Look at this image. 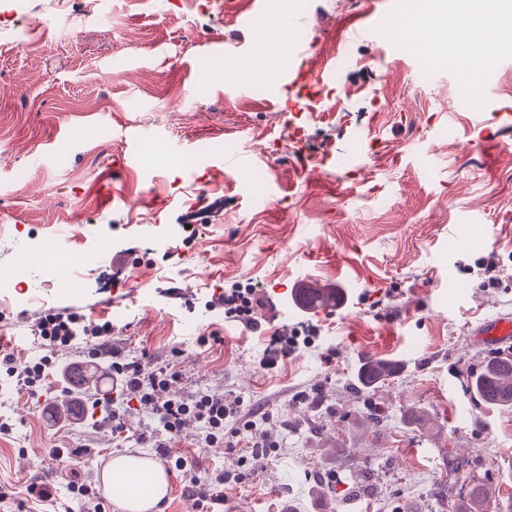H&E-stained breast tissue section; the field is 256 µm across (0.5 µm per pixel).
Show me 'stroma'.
<instances>
[{"mask_svg": "<svg viewBox=\"0 0 512 512\" xmlns=\"http://www.w3.org/2000/svg\"><path fill=\"white\" fill-rule=\"evenodd\" d=\"M409 0H0V32L30 44L0 55V270L42 244L78 254L86 283L49 286L42 269L0 297V345L20 364L51 356L32 395L0 383V512H88L75 483L99 487V466L121 453L164 458L162 512H196L192 471L224 477L235 512H451L443 451L488 474L496 512H512V408L492 409L464 384L493 353L474 323L512 317V51L492 55L479 99L463 79L427 71L380 37ZM57 15L60 30L40 22ZM308 32L277 54L254 52L255 15ZM352 55L337 66L322 54ZM247 155L242 168L228 159ZM192 156L196 165L182 167ZM268 177L257 208L242 182ZM170 224L186 225L167 238ZM107 252L98 255V242ZM306 280L344 288L334 312H292ZM254 297L248 319L222 298ZM109 323L104 359L148 353L173 367V391L241 398L224 430L237 447L206 448L186 425L160 450L139 442L153 420L132 409L126 429L102 426L104 386L83 416L53 417L73 401L59 374L86 365L84 340L47 350L45 311ZM297 336L277 367L261 363L272 337ZM209 337L199 345V337ZM401 374L358 393L367 358ZM384 407L380 426L367 421ZM425 409L433 424L407 415ZM88 448L56 479L52 504L33 510L54 448ZM184 460L177 469L176 460Z\"/></svg>", "mask_w": 512, "mask_h": 512, "instance_id": "35a3bbf8", "label": "stroma"}]
</instances>
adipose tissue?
Listing matches in <instances>:
<instances>
[{
    "mask_svg": "<svg viewBox=\"0 0 512 512\" xmlns=\"http://www.w3.org/2000/svg\"><path fill=\"white\" fill-rule=\"evenodd\" d=\"M501 0H462L459 8L442 14L431 9L426 19H410L401 25L399 34L415 31L431 39L433 56L445 58L460 48L474 51L475 62H483V48L512 45V27L491 22V15L500 8ZM105 484L113 489L112 499L122 512H161L160 505L168 490L164 468L153 458L113 456L103 474Z\"/></svg>",
    "mask_w": 512,
    "mask_h": 512,
    "instance_id": "1",
    "label": "adipose tissue"
}]
</instances>
